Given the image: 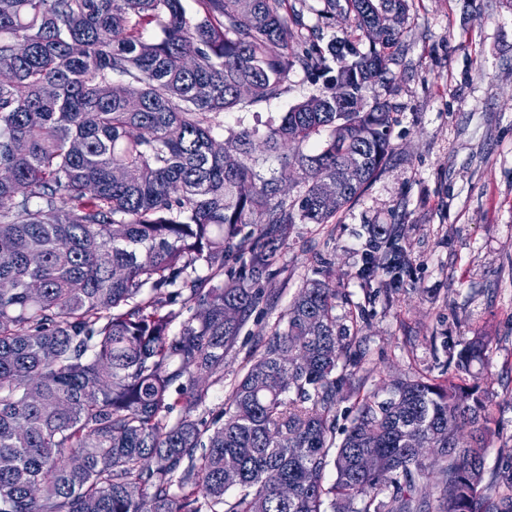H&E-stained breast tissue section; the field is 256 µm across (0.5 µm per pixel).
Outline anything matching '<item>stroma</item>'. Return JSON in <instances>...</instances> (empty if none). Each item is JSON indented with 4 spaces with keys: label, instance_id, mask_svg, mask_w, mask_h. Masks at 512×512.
<instances>
[{
    "label": "stroma",
    "instance_id": "1",
    "mask_svg": "<svg viewBox=\"0 0 512 512\" xmlns=\"http://www.w3.org/2000/svg\"><path fill=\"white\" fill-rule=\"evenodd\" d=\"M402 43L384 75L393 111L392 152L378 176L332 224H298L276 254L271 300L243 327L224 359L226 387L262 334L286 313L304 282L327 279L361 305L358 341L367 353L364 389L422 371L446 372L448 343L487 336L488 356L472 367L497 434L487 467L512 455V0H408ZM323 40L356 31L344 16L320 17L324 0H288ZM292 76L280 98L221 113L223 128L266 121L315 93ZM376 224L402 225L411 265L393 301L369 298L355 276ZM349 303H338L345 315Z\"/></svg>",
    "mask_w": 512,
    "mask_h": 512
}]
</instances>
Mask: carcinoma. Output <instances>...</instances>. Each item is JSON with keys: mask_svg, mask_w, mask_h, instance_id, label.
Segmentation results:
<instances>
[{"mask_svg": "<svg viewBox=\"0 0 512 512\" xmlns=\"http://www.w3.org/2000/svg\"><path fill=\"white\" fill-rule=\"evenodd\" d=\"M287 2L0 0V512H512V456L484 484L496 430L466 383L486 337L448 348L443 379L363 393V309L339 320L323 280L199 415L292 226L336 223L391 153L376 86L408 0H325L377 31L366 51L301 39ZM295 73L318 92L214 150L221 112ZM403 241L373 226L357 278L402 285Z\"/></svg>", "mask_w": 512, "mask_h": 512, "instance_id": "1", "label": "carcinoma"}]
</instances>
